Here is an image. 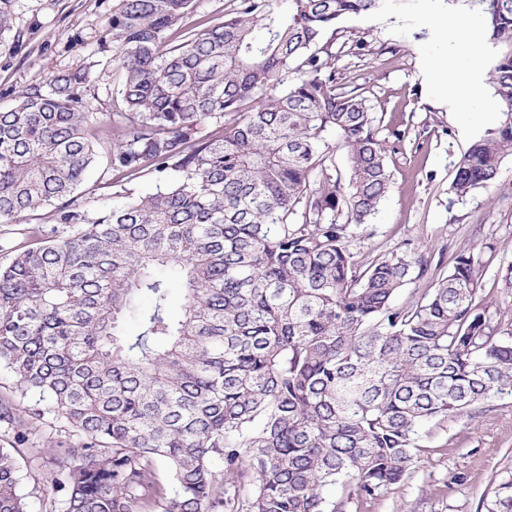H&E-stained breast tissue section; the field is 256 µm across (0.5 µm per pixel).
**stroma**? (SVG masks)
<instances>
[{
    "label": "stroma",
    "mask_w": 512,
    "mask_h": 512,
    "mask_svg": "<svg viewBox=\"0 0 512 512\" xmlns=\"http://www.w3.org/2000/svg\"><path fill=\"white\" fill-rule=\"evenodd\" d=\"M119 0H15L9 26L0 30V109L22 91L48 87L51 78L77 69L90 73L88 99L108 117L122 82L112 61L109 22ZM446 0H397L378 15L344 19L336 37L337 77L366 88L379 119L391 185L369 224L350 248L370 261L411 251L424 273L395 297L404 304L434 287L462 253L484 263L482 294L512 334V158L497 182L465 198L452 190L455 167L471 140L490 128L485 102L493 50L470 52L477 27ZM452 74L472 88L459 107L443 84ZM59 435L50 418L37 420L21 462L20 490L28 512H49L50 475ZM512 480V396L488 399L468 412L430 422L419 461L397 484L373 499L352 497L346 512H485L494 484Z\"/></svg>",
    "instance_id": "1"
}]
</instances>
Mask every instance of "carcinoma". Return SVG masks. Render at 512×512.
Returning a JSON list of instances; mask_svg holds the SVG:
<instances>
[{
    "label": "carcinoma",
    "mask_w": 512,
    "mask_h": 512,
    "mask_svg": "<svg viewBox=\"0 0 512 512\" xmlns=\"http://www.w3.org/2000/svg\"><path fill=\"white\" fill-rule=\"evenodd\" d=\"M390 2L235 0L197 30L195 0H120V111L86 108L80 69L0 112V226L54 207L0 265V366L37 396L0 395V512H27L20 446L46 415L76 440L52 472L61 512H342L336 486L381 495L430 421L512 395L478 256L396 305L423 263L349 248L390 172L336 33ZM448 4L482 17L501 112L458 162L462 198L512 156V0ZM101 155L96 185L156 190L90 209L74 192ZM487 512H512V481Z\"/></svg>",
    "instance_id": "1"
}]
</instances>
